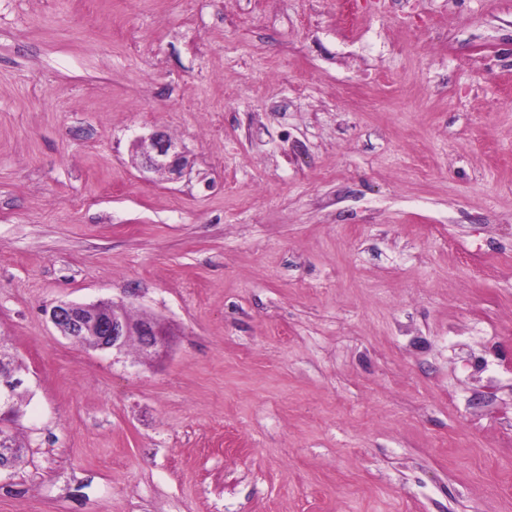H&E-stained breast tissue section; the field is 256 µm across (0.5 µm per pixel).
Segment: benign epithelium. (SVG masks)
<instances>
[{
  "mask_svg": "<svg viewBox=\"0 0 512 512\" xmlns=\"http://www.w3.org/2000/svg\"><path fill=\"white\" fill-rule=\"evenodd\" d=\"M135 149L141 158L142 169L164 172L181 177L189 166L182 145L162 130L137 137ZM50 320L61 335L83 340L95 350L124 352L128 340L137 338L143 353L149 354L165 346L166 331L153 319L131 320L121 302H103L93 305L62 302L51 308ZM23 379L17 375L8 355L0 356V409L5 412L18 409L16 400ZM17 467L14 450L9 448L8 436H0V472Z\"/></svg>",
  "mask_w": 512,
  "mask_h": 512,
  "instance_id": "1",
  "label": "benign epithelium"
}]
</instances>
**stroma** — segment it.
<instances>
[{
  "mask_svg": "<svg viewBox=\"0 0 512 512\" xmlns=\"http://www.w3.org/2000/svg\"><path fill=\"white\" fill-rule=\"evenodd\" d=\"M0 338V512H512V0H0ZM134 145L144 171L164 172L177 179L189 166L182 145L162 130L137 137ZM50 320L62 336L83 340L95 350L124 352L128 340L135 337L143 353L150 354L166 344V331L153 319L132 321L121 302L93 305L61 302L51 308ZM18 371L13 368L7 354L0 357V409L6 413L18 409L16 400L18 390L24 381L17 375ZM10 417H11L10 415L3 414V418H2V414L0 415V434L2 432L7 433L10 436V444L12 446H14V448H17L15 445V439H14L15 437L13 434V430H11V428L6 424V422H11ZM7 440H8V436L1 434L0 444H2V446H4V447L9 446V443ZM18 452H19V449H18ZM18 459H19V462L17 465L13 448H0V475H1L2 471H13L16 469V467H19L21 465L22 457H21L20 452L18 455Z\"/></svg>",
  "mask_w": 512,
  "mask_h": 512,
  "instance_id": "obj_1",
  "label": "stroma"
}]
</instances>
